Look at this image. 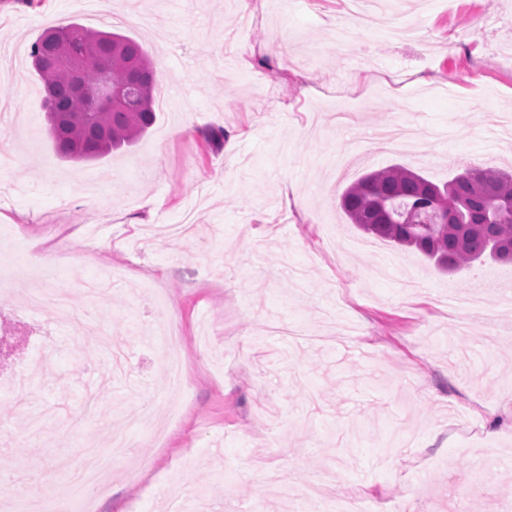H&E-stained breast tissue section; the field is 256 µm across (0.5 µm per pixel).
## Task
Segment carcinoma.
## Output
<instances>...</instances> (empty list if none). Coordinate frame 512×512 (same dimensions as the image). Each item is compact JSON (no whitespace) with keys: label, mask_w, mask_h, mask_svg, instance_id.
<instances>
[{"label":"carcinoma","mask_w":512,"mask_h":512,"mask_svg":"<svg viewBox=\"0 0 512 512\" xmlns=\"http://www.w3.org/2000/svg\"><path fill=\"white\" fill-rule=\"evenodd\" d=\"M58 29L67 32V39L56 44L49 35ZM30 56L52 102L45 109L48 133L61 158L101 159L155 123L157 72L136 39L70 23L46 29L32 44ZM105 63L111 67L114 87L126 90L125 99L86 112L84 101L75 99V85L95 84ZM428 185L448 193L445 229L427 232L402 223L400 214L407 210H432L433 200L425 196ZM338 204L364 233L412 247L449 274L469 269L486 256L503 261L499 246L512 245V173L467 168L439 186L408 167L391 165L350 184Z\"/></svg>","instance_id":"carcinoma-1"}]
</instances>
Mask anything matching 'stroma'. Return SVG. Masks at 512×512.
Listing matches in <instances>:
<instances>
[{"label":"stroma","mask_w":512,"mask_h":512,"mask_svg":"<svg viewBox=\"0 0 512 512\" xmlns=\"http://www.w3.org/2000/svg\"><path fill=\"white\" fill-rule=\"evenodd\" d=\"M0 0V254L11 232L59 237L91 227L109 251L75 243L49 286L80 295L70 320L32 315L0 293V376L48 353L27 394L0 416V512H23L37 477H68L84 448L110 456L94 512H321L362 498L389 512H512V264L436 271L348 224L336 195L367 170L401 164L438 182L463 167L512 169V135L482 137L512 112V0H389L416 39L349 19L341 0ZM141 41L158 75L155 124L136 145L61 160L46 135L32 44L54 22ZM223 144L204 148L202 130ZM299 205H287L284 186ZM156 202L153 212L144 198ZM160 290L186 357L187 409L164 441L150 426L116 448L143 396L164 407ZM475 294L463 322L447 291ZM110 331L125 349L97 346Z\"/></svg>","instance_id":"stroma-1"}]
</instances>
